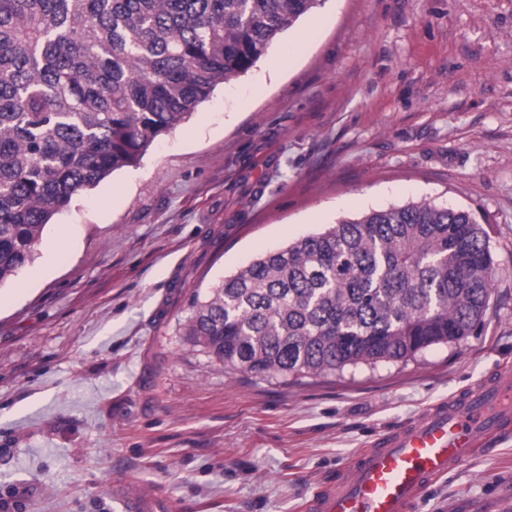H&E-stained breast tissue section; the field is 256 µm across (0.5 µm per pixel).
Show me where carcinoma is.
<instances>
[{
	"label": "carcinoma",
	"mask_w": 512,
	"mask_h": 512,
	"mask_svg": "<svg viewBox=\"0 0 512 512\" xmlns=\"http://www.w3.org/2000/svg\"><path fill=\"white\" fill-rule=\"evenodd\" d=\"M319 0H0V286L55 214L132 166ZM496 269L472 213L342 218L193 302L184 335L256 375L406 363L483 323Z\"/></svg>",
	"instance_id": "1"
}]
</instances>
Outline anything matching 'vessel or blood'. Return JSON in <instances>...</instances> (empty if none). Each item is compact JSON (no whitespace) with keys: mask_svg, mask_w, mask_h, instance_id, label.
<instances>
[{"mask_svg":"<svg viewBox=\"0 0 512 512\" xmlns=\"http://www.w3.org/2000/svg\"><path fill=\"white\" fill-rule=\"evenodd\" d=\"M512 434V370L434 404L416 421L378 435L348 473L317 492L311 512H413L439 476Z\"/></svg>","mask_w":512,"mask_h":512,"instance_id":"obj_1","label":"vessel or blood"}]
</instances>
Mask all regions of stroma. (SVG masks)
<instances>
[{
    "label": "stroma",
    "instance_id": "1",
    "mask_svg": "<svg viewBox=\"0 0 512 512\" xmlns=\"http://www.w3.org/2000/svg\"><path fill=\"white\" fill-rule=\"evenodd\" d=\"M424 199L489 237L478 334L297 377L187 340L194 299L256 257ZM504 364L512 0H320L137 165L73 196L0 286V512H306L376 435ZM417 512H512V439Z\"/></svg>",
    "mask_w": 512,
    "mask_h": 512
}]
</instances>
